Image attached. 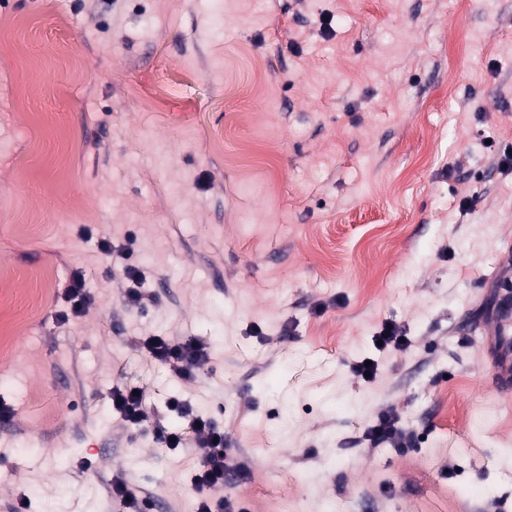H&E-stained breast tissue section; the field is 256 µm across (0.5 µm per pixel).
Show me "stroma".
Returning a JSON list of instances; mask_svg holds the SVG:
<instances>
[{
	"instance_id": "obj_1",
	"label": "stroma",
	"mask_w": 512,
	"mask_h": 512,
	"mask_svg": "<svg viewBox=\"0 0 512 512\" xmlns=\"http://www.w3.org/2000/svg\"><path fill=\"white\" fill-rule=\"evenodd\" d=\"M0 0V512L195 504L212 418L240 512H512L486 362L512 241V0ZM112 253H103L101 240ZM145 276L128 305L127 264ZM88 304L63 321L74 273ZM406 338L377 351L382 322ZM208 343L182 379L139 336ZM378 362L365 382L355 360ZM54 418L33 428L41 402ZM468 410L461 418L459 410ZM393 414L399 444L367 428ZM139 391V395L133 394ZM112 410L126 423L140 426L145 422L146 394L143 387L117 385L112 389ZM168 408L178 410L186 419L187 426L180 431H169L160 421L151 425L157 439L167 448H180L189 441H194L200 448H208L202 457L199 469L192 475L191 483L198 492L197 512H233V504L229 500L215 502L206 491L216 485H224V475L234 469L240 471L242 465L224 456V433L204 415L195 413L190 405L184 402L170 400ZM235 471L226 475L229 483L236 475ZM112 496L120 499L129 512H146L152 501L136 495L124 479H115L112 483Z\"/></svg>"
}]
</instances>
